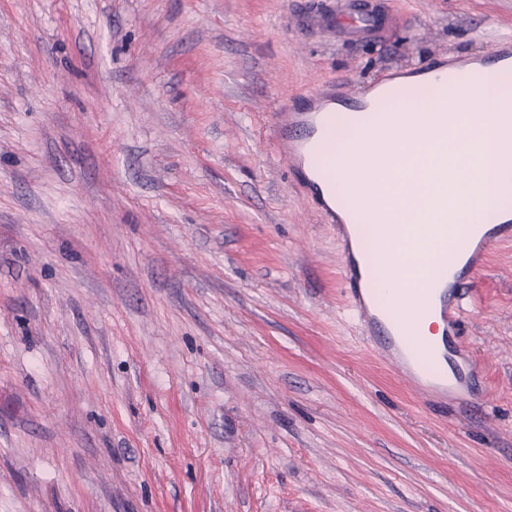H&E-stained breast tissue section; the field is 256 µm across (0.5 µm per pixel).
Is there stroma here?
Here are the masks:
<instances>
[{"label": "stroma", "instance_id": "obj_1", "mask_svg": "<svg viewBox=\"0 0 512 512\" xmlns=\"http://www.w3.org/2000/svg\"><path fill=\"white\" fill-rule=\"evenodd\" d=\"M0 0V512H512V241L460 287L464 402L348 314L268 130L495 57L512 0ZM347 10V18L342 28L351 34L363 37L380 38L386 30V22L378 7L369 9L352 8Z\"/></svg>", "mask_w": 512, "mask_h": 512}]
</instances>
